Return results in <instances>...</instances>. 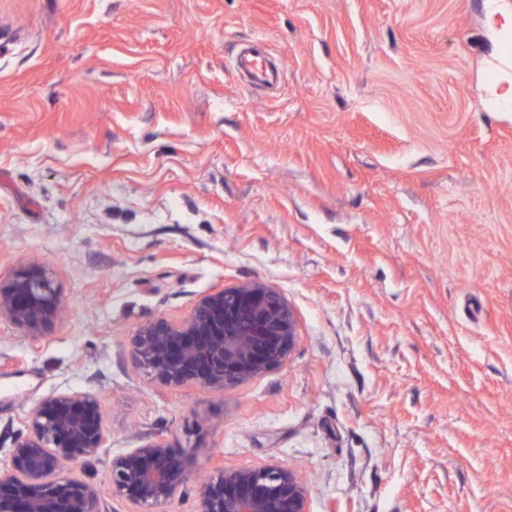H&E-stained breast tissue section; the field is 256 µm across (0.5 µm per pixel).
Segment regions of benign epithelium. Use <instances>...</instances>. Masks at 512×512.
<instances>
[{"label": "benign epithelium", "mask_w": 512, "mask_h": 512, "mask_svg": "<svg viewBox=\"0 0 512 512\" xmlns=\"http://www.w3.org/2000/svg\"><path fill=\"white\" fill-rule=\"evenodd\" d=\"M63 311L45 266L26 263L0 285V316L37 341ZM298 340L297 316L280 292L253 281L198 298L179 320L157 317L128 338L136 364L172 388L193 384L224 392L281 366ZM104 409L90 392L43 398L0 473V512H105L97 487L62 476L106 447ZM112 495L130 512H160L193 493L196 512H309L301 477L279 465L226 469L192 478L187 451L155 438L112 457Z\"/></svg>", "instance_id": "1"}]
</instances>
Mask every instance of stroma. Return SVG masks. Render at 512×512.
Segmentation results:
<instances>
[{
  "mask_svg": "<svg viewBox=\"0 0 512 512\" xmlns=\"http://www.w3.org/2000/svg\"><path fill=\"white\" fill-rule=\"evenodd\" d=\"M503 58L485 0H0V281L38 257L66 308L38 341L0 317V466L86 391L107 446L64 475L109 512L158 437L293 469L310 512H512ZM249 281L296 312L282 366L220 394L134 363L139 324ZM237 68L239 72L246 74L254 84H263L266 81L265 66L260 54L254 49L241 51L237 58Z\"/></svg>",
  "mask_w": 512,
  "mask_h": 512,
  "instance_id": "stroma-1",
  "label": "stroma"
}]
</instances>
